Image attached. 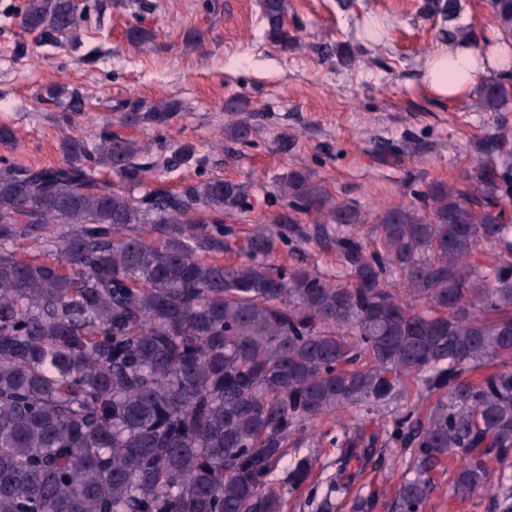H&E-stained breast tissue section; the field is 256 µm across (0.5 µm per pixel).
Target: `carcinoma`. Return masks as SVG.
<instances>
[{
  "instance_id": "1",
  "label": "carcinoma",
  "mask_w": 512,
  "mask_h": 512,
  "mask_svg": "<svg viewBox=\"0 0 512 512\" xmlns=\"http://www.w3.org/2000/svg\"><path fill=\"white\" fill-rule=\"evenodd\" d=\"M512 37V0H490ZM442 39L470 36L461 0H435ZM268 37L283 52L288 0H261ZM79 0H25L20 26L56 44L80 26ZM500 112L512 89L478 86ZM174 101L126 112L122 126H166ZM245 120L227 129L241 143ZM67 136L55 166L0 167V512H283L272 474L291 435L394 395L412 405L389 438L412 449L413 478L396 512H420L456 457L449 493L469 499L512 458V151L489 139L465 187L437 182L420 203L384 210L364 231L355 204L333 201L309 172L276 178L286 211L247 240L248 260L224 265V213L246 185L207 178L177 194L139 197L126 186L193 160L188 146L150 166L143 147L104 129ZM41 240L53 258L26 261L14 245ZM284 242L336 252L338 270L270 263ZM489 243L493 261L472 258ZM344 470L363 438L334 437ZM300 458L283 482H308ZM348 483L326 481L324 507Z\"/></svg>"
}]
</instances>
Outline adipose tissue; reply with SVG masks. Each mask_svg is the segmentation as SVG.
I'll list each match as a JSON object with an SVG mask.
<instances>
[{
  "mask_svg": "<svg viewBox=\"0 0 512 512\" xmlns=\"http://www.w3.org/2000/svg\"><path fill=\"white\" fill-rule=\"evenodd\" d=\"M511 45L505 39L480 48L469 43L450 45L429 57L425 81L438 97L461 101L478 79L512 71V55L507 52Z\"/></svg>",
  "mask_w": 512,
  "mask_h": 512,
  "instance_id": "1",
  "label": "adipose tissue"
}]
</instances>
